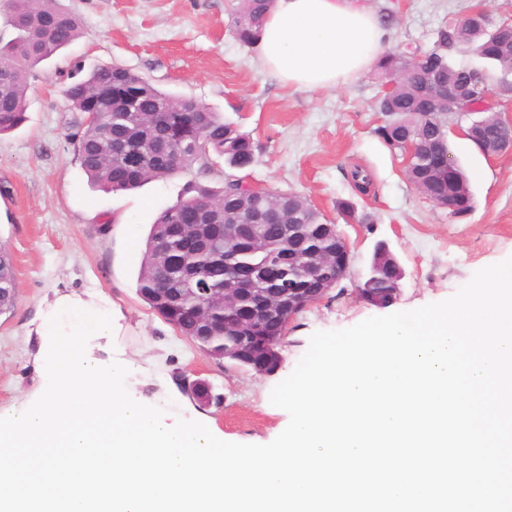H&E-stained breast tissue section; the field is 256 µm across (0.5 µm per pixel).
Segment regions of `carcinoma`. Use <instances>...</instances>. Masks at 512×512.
Segmentation results:
<instances>
[{"instance_id": "cac0c4a2", "label": "carcinoma", "mask_w": 512, "mask_h": 512, "mask_svg": "<svg viewBox=\"0 0 512 512\" xmlns=\"http://www.w3.org/2000/svg\"><path fill=\"white\" fill-rule=\"evenodd\" d=\"M272 0H240L234 29L236 39L252 45L262 27ZM9 25L17 35L0 42V134L8 133L25 121L27 93L34 69L69 46L82 34L78 17L54 6L53 0H10ZM432 49L420 54L421 69L414 75L404 73L405 57L387 53L376 62L381 78L395 81L397 90L378 99V109L388 115H413V131L418 141L437 144L448 154L447 121L438 116L433 99L423 90L452 79L457 83L471 81L475 68L456 65L451 55L471 53L505 73L512 59V24L491 23L488 15L466 20L464 25L449 21L434 33ZM118 94L123 105L103 112L96 121H83V131L76 141V152L92 188L105 192L136 189L149 181L162 179L182 171L196 170L197 178L187 184L182 198L163 209L151 225L137 277V291L148 305L178 331L193 337L199 349L216 359H224V313L209 310L208 323L194 328L174 319L158 299L160 288H181L193 305L198 289L214 293L224 290V229L220 223L206 224L197 230L201 252L211 265L208 279H197L193 265L184 252L185 240L177 231L184 210L197 203L212 205L216 212L237 210L248 205L265 210L266 199L249 200L239 182L229 174L224 186L214 190L202 179L210 171L212 156L224 159L231 168L239 162L254 160L255 146L250 135L239 131L208 106L191 98L163 92L139 74L119 65L97 68L64 90L70 108L87 114L92 107L112 101ZM486 103L472 102L467 112L484 114L486 126L472 142L485 150V142L512 132L502 129L495 116L486 115ZM407 178L424 195H452L459 200L457 214L470 212L474 197L469 180L458 170L456 181L437 180L432 173V160L419 156ZM288 224L309 225L304 249L314 253L336 250V231L323 226L320 214L306 199L297 194L288 197ZM237 255L234 268L244 269L265 264L264 252L241 241L232 250ZM0 293L12 300L0 304L7 312L17 300V282L10 254L0 248Z\"/></svg>"}]
</instances>
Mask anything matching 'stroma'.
<instances>
[{"instance_id": "1", "label": "stroma", "mask_w": 512, "mask_h": 512, "mask_svg": "<svg viewBox=\"0 0 512 512\" xmlns=\"http://www.w3.org/2000/svg\"><path fill=\"white\" fill-rule=\"evenodd\" d=\"M392 14L385 48L431 47L445 22L483 9L493 22L512 20V0H370ZM76 14L82 35L39 65L28 92L25 122L0 135V245L9 251L18 296L0 315V410L38 391L41 310L61 295L102 294L124 316L118 336L99 339L100 361L123 360L132 397L164 409L167 422L196 420L242 444H267L287 413L271 404L275 385L292 372L314 332L344 329L380 315L354 290L376 243L397 257L404 277L390 312L453 296L487 265L512 257V153L484 155L463 140L470 116L449 136L452 158L465 170L474 207L449 215L408 181L402 151L379 133L383 82L376 68L323 90L283 83L234 34L239 0H56ZM122 65L159 89L191 97L250 134L255 160L240 177L273 192L298 194L338 225L352 251L349 276L289 325L282 363L258 376L216 361L167 323L137 292V272L157 214L183 196L181 173L133 191L92 189L75 153L83 117L70 111L67 84L92 69ZM367 169L372 184L355 189L350 172ZM354 208L344 220L339 201ZM209 383L214 400L193 399L188 386Z\"/></svg>"}]
</instances>
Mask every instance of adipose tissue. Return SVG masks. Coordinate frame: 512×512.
Segmentation results:
<instances>
[{
    "instance_id": "ef3b65f1",
    "label": "adipose tissue",
    "mask_w": 512,
    "mask_h": 512,
    "mask_svg": "<svg viewBox=\"0 0 512 512\" xmlns=\"http://www.w3.org/2000/svg\"><path fill=\"white\" fill-rule=\"evenodd\" d=\"M385 38L368 0H274L257 58L289 85L325 89L374 63Z\"/></svg>"
}]
</instances>
